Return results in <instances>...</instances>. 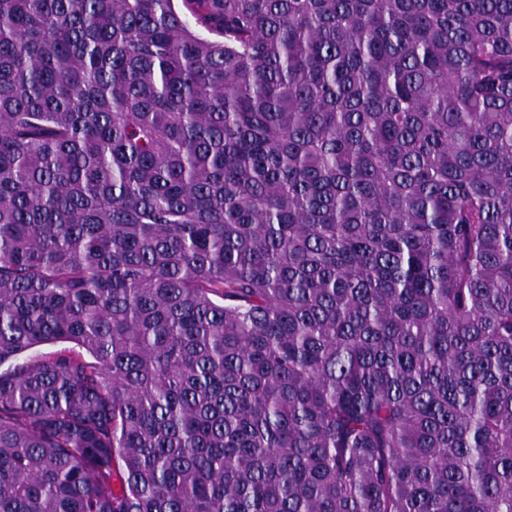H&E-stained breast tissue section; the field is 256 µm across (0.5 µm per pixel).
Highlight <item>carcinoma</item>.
<instances>
[{"label": "carcinoma", "mask_w": 512, "mask_h": 512, "mask_svg": "<svg viewBox=\"0 0 512 512\" xmlns=\"http://www.w3.org/2000/svg\"><path fill=\"white\" fill-rule=\"evenodd\" d=\"M4 364L0 512H512V0H0Z\"/></svg>", "instance_id": "obj_1"}]
</instances>
